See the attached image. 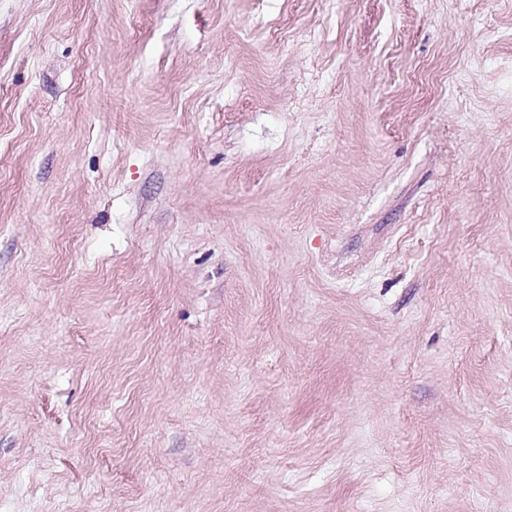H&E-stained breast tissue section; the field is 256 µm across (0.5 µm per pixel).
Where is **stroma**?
Here are the masks:
<instances>
[{"label":"stroma","mask_w":512,"mask_h":512,"mask_svg":"<svg viewBox=\"0 0 512 512\" xmlns=\"http://www.w3.org/2000/svg\"><path fill=\"white\" fill-rule=\"evenodd\" d=\"M0 512H512V0H0Z\"/></svg>","instance_id":"1"}]
</instances>
